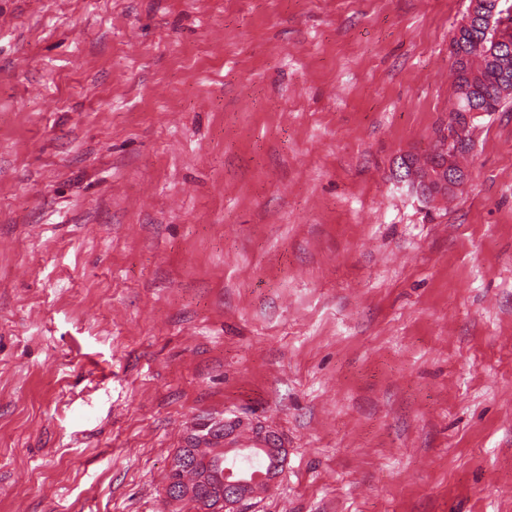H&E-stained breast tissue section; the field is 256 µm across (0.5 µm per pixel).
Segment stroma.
Instances as JSON below:
<instances>
[{"label": "stroma", "instance_id": "stroma-1", "mask_svg": "<svg viewBox=\"0 0 512 512\" xmlns=\"http://www.w3.org/2000/svg\"><path fill=\"white\" fill-rule=\"evenodd\" d=\"M468 0H0V512H193L188 437L279 432L243 512H512V101L467 181Z\"/></svg>", "mask_w": 512, "mask_h": 512}]
</instances>
